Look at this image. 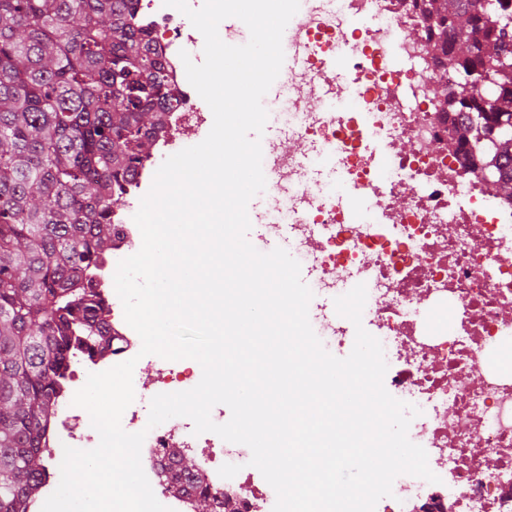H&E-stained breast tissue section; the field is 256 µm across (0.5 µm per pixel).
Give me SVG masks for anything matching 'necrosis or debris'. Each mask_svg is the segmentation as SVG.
Instances as JSON below:
<instances>
[{
	"label": "necrosis or debris",
	"mask_w": 512,
	"mask_h": 512,
	"mask_svg": "<svg viewBox=\"0 0 512 512\" xmlns=\"http://www.w3.org/2000/svg\"><path fill=\"white\" fill-rule=\"evenodd\" d=\"M136 17L181 100L156 137L157 154L165 158L213 125L212 111L188 82L179 56L185 50L196 61L201 52L191 22L163 0H138ZM356 17L380 23L347 37ZM290 24L304 67L287 79L293 98L284 118L305 148L340 149L351 188L369 194L382 221L348 223L335 190H310L290 153L279 156L288 195L274 218L290 224L296 256L309 268L322 301L335 298L345 280L367 283L374 310L364 320L392 357L384 386L419 408L414 436L439 477L425 485L398 476V497L381 499L382 512H399L404 503L412 512H512V377L490 364L494 351L512 344V201L488 194L486 181L458 146L453 114L440 111L430 95L441 71L424 52L427 32L415 0H343L335 15L325 12L323 0H300ZM336 56L353 63L362 78L348 112L325 103L315 90L320 63ZM301 97L313 103V111H298ZM372 128L387 134L397 179L381 180L363 147V133ZM112 222L114 254L92 279L109 302L104 326L117 346L104 353L73 352L43 437V451L51 457L67 446L98 445L97 431L73 396L89 374L130 360L141 349L109 281L119 261L139 249L142 236L127 213L114 212ZM426 300L447 310V324L424 322ZM201 377L199 368L161 358L150 389L187 391ZM122 421L126 431L147 433L141 463L158 499L166 497L161 469L169 450L201 446L203 489L215 512H222L228 496L241 512L274 507L276 493L250 466L247 446L212 432L194 434L180 417L148 427L134 406Z\"/></svg>",
	"instance_id": "obj_1"
}]
</instances>
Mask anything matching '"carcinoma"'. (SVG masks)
<instances>
[{"mask_svg":"<svg viewBox=\"0 0 512 512\" xmlns=\"http://www.w3.org/2000/svg\"><path fill=\"white\" fill-rule=\"evenodd\" d=\"M137 0H0V512L46 479L41 441L73 345L111 347L88 275L112 248V213L176 99ZM426 52L456 74L434 95L461 114L458 145L512 167V0H420ZM461 26L468 44L448 33ZM495 83L483 93L482 75ZM512 200V174L492 177ZM169 493L203 482L170 450Z\"/></svg>","mask_w":512,"mask_h":512,"instance_id":"obj_1","label":"carcinoma"}]
</instances>
